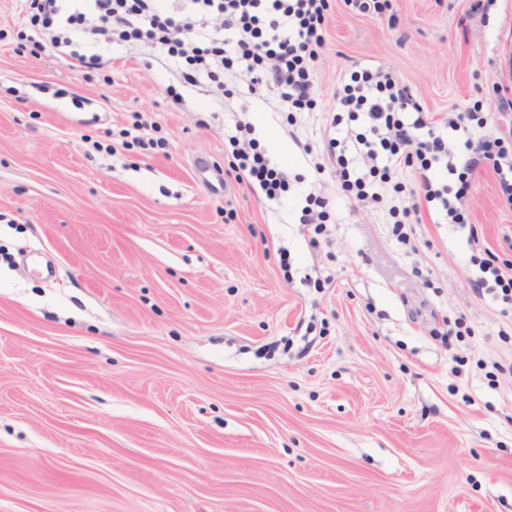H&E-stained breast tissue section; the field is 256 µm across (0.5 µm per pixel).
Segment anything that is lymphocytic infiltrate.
Listing matches in <instances>:
<instances>
[{
	"label": "lymphocytic infiltrate",
	"instance_id": "1",
	"mask_svg": "<svg viewBox=\"0 0 512 512\" xmlns=\"http://www.w3.org/2000/svg\"><path fill=\"white\" fill-rule=\"evenodd\" d=\"M332 0H30V22L36 34L58 54L94 68L99 59L79 53L75 41L111 35L122 41L166 47L180 59L181 80L223 98L224 76L243 77L250 92H268L288 112L317 105L313 64L326 45ZM337 111L361 120L362 132L351 145L370 160L367 177L344 179L348 197H367L368 179L390 180L394 167L412 168L417 194L409 195L393 226L399 242H407L405 221L419 215L421 202L436 204L452 224H466V202L477 170H492L502 200L512 208V135L487 133L496 115L512 112V95L498 91L489 104L474 102L463 110L435 119L425 112L409 87L381 67L353 64L336 91ZM481 128L473 137L471 127ZM230 137L237 182L258 185L268 199H279L288 177L270 161L251 123L236 121ZM386 166H378L379 156ZM457 178L456 187L436 175Z\"/></svg>",
	"mask_w": 512,
	"mask_h": 512
}]
</instances>
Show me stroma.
Returning <instances> with one entry per match:
<instances>
[{
    "mask_svg": "<svg viewBox=\"0 0 512 512\" xmlns=\"http://www.w3.org/2000/svg\"><path fill=\"white\" fill-rule=\"evenodd\" d=\"M468 7L392 0V29L333 0L318 105L290 118L229 75L216 110L161 46L79 67L0 0V512H512V304L473 292L468 241L512 262L494 172L468 226L424 205L403 245L410 170L356 204L361 160L326 152L361 129L332 123L352 62L437 119L512 88V0ZM242 112L281 200L229 173ZM307 205L302 209L300 224H315L313 232L315 235H322L324 232L323 222L327 218V212L324 210L328 204L326 199L321 197H313L309 194L306 197ZM320 209V210H318Z\"/></svg>",
    "mask_w": 512,
    "mask_h": 512,
    "instance_id": "obj_1",
    "label": "stroma"
}]
</instances>
